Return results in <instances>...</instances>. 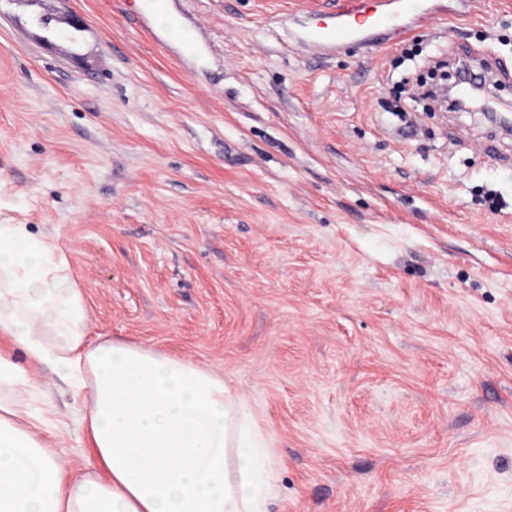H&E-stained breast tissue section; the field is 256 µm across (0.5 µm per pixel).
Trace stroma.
Listing matches in <instances>:
<instances>
[{
    "label": "stroma",
    "mask_w": 512,
    "mask_h": 512,
    "mask_svg": "<svg viewBox=\"0 0 512 512\" xmlns=\"http://www.w3.org/2000/svg\"><path fill=\"white\" fill-rule=\"evenodd\" d=\"M315 2L0 0V224L57 242L88 340L223 376L268 512H512V134L406 94L481 49L512 102V0L311 51ZM0 348L100 475L88 391Z\"/></svg>",
    "instance_id": "35a3bbf8"
}]
</instances>
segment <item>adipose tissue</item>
<instances>
[{"instance_id": "adipose-tissue-1", "label": "adipose tissue", "mask_w": 512, "mask_h": 512, "mask_svg": "<svg viewBox=\"0 0 512 512\" xmlns=\"http://www.w3.org/2000/svg\"><path fill=\"white\" fill-rule=\"evenodd\" d=\"M66 258L24 224H0V335L33 361L89 376L85 416L107 477L72 475L23 404L33 385L0 350V512H266L273 451L223 377L123 341L85 342Z\"/></svg>"}]
</instances>
